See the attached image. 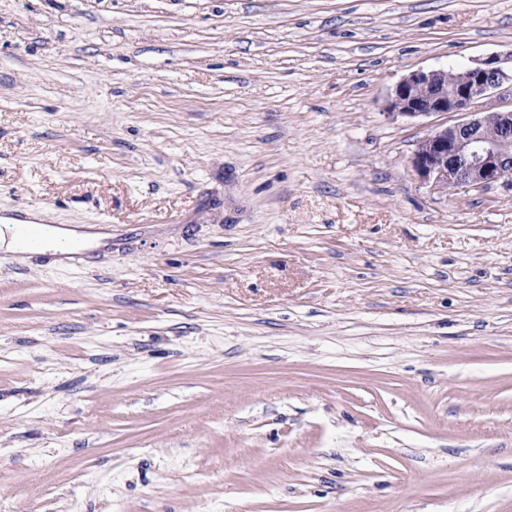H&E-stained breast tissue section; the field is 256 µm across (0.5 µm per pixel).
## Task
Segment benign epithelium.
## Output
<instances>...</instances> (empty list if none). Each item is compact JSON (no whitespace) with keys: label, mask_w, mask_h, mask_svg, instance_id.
<instances>
[{"label":"benign epithelium","mask_w":512,"mask_h":512,"mask_svg":"<svg viewBox=\"0 0 512 512\" xmlns=\"http://www.w3.org/2000/svg\"><path fill=\"white\" fill-rule=\"evenodd\" d=\"M512 91V66L496 55L453 71L417 69L392 88L388 114L409 118L452 113L461 120L434 125L409 159L415 175L436 192L498 187L512 195V109L474 112L473 106L497 91Z\"/></svg>","instance_id":"1"}]
</instances>
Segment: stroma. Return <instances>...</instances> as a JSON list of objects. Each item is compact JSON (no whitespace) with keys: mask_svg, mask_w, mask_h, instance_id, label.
<instances>
[{"mask_svg":"<svg viewBox=\"0 0 512 512\" xmlns=\"http://www.w3.org/2000/svg\"><path fill=\"white\" fill-rule=\"evenodd\" d=\"M512 0H0V512H512V196L407 73ZM25 216L27 217L26 219H19L15 216H3L1 219L3 224L11 226L23 224L37 225L41 231V246L37 250L31 249L17 234L8 241L2 240L1 245L5 252L12 254L15 261L20 264H26L31 258L32 253L46 254L51 252L55 254L59 249V242L61 240H67L71 244L70 249L66 252L99 247L105 244L103 239L106 236L79 233L65 227L46 224L45 222L50 220V216L46 212H28L25 213Z\"/></svg>","mask_w":512,"mask_h":512,"instance_id":"1","label":"stroma"}]
</instances>
